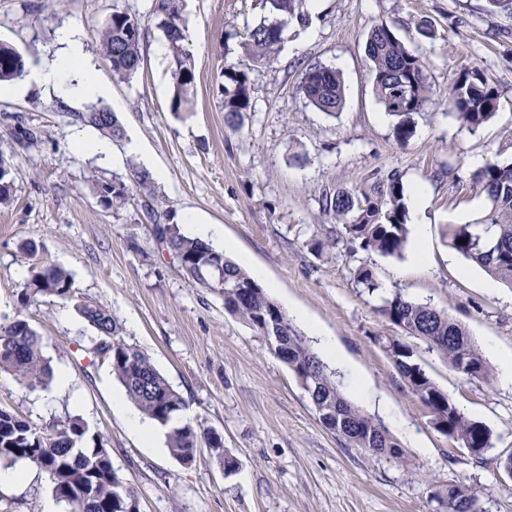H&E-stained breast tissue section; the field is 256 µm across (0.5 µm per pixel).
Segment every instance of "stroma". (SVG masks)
Wrapping results in <instances>:
<instances>
[{
	"label": "stroma",
	"instance_id": "35a3bbf8",
	"mask_svg": "<svg viewBox=\"0 0 512 512\" xmlns=\"http://www.w3.org/2000/svg\"><path fill=\"white\" fill-rule=\"evenodd\" d=\"M181 10L195 83L190 109L179 116L170 110L174 61L152 0H0V43L14 46L28 70L57 67L62 29L79 30L84 50L82 66L61 74L60 89L33 85L14 95L0 83V160L11 186L10 204L0 207V325L24 314L54 372L69 377L61 391L53 381L31 388L0 371V409L38 429L80 418L110 451L140 512H442L449 485L460 482L475 488L481 512H512V478L502 467L512 454V383L496 373L487 381L459 374L411 342L436 385L490 428L492 446L477 458L434 427L378 342L400 333L379 310L398 291L460 321L488 365L497 352L512 351V287L492 283L445 236L449 225L485 216L477 172L512 163V15L491 11L487 0H316L308 25L288 27L274 59L255 64L245 34L266 15L263 0H181ZM116 11L140 17L144 27L141 67L125 80L113 75L99 45ZM424 20L430 33L421 31ZM381 22L423 58L432 87L404 142L375 96L365 56L366 36ZM314 63L342 73L346 97L337 115L299 91ZM474 65L500 99L492 120L470 130L456 118L448 87ZM229 67L247 71L251 91L252 110L236 130L224 123L218 91ZM87 78L107 84L109 99L87 95ZM110 100L140 145L132 153L125 140L114 143L124 157L119 166L76 145L99 134L75 113ZM145 156L165 172L150 201L184 235L194 223L210 225L213 246L232 241L245 271L287 316L305 313L298 329L313 346L325 339L335 346L345 397L399 443L406 465L351 447L322 426L294 374L225 309L223 290L194 287L158 244L142 192L120 207L101 202L97 182L127 180L129 164ZM394 171L404 185L408 242L399 257L366 255L382 285L371 295L357 283L345 243L317 252L309 242L342 223L324 211L323 193H369ZM41 265L69 272L73 300L22 304ZM80 301L111 312L120 338L144 351L182 398L181 421L222 436L235 472L225 473L205 446L195 462L180 463L162 428L155 447L142 443L115 404L123 388L108 360L92 352L97 336L78 313ZM53 498L47 474L32 466L24 481L0 485V512H44Z\"/></svg>",
	"mask_w": 512,
	"mask_h": 512
}]
</instances>
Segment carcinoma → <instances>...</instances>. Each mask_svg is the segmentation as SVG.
I'll use <instances>...</instances> for the list:
<instances>
[{
	"label": "carcinoma",
	"mask_w": 512,
	"mask_h": 512,
	"mask_svg": "<svg viewBox=\"0 0 512 512\" xmlns=\"http://www.w3.org/2000/svg\"><path fill=\"white\" fill-rule=\"evenodd\" d=\"M307 0H270L269 16L247 28V49L256 63L266 61L283 41L287 26L309 20ZM153 13L160 19L172 52L173 92L170 108L185 112L191 103L195 81L190 61L184 56L187 20L179 0H155ZM143 25L127 12H114L100 32L99 42L112 71L121 79L134 75L141 65ZM365 54L376 97L388 115L399 118L398 140L409 136L408 115L419 112L429 100L431 85L425 62L411 50L392 27L381 23L368 32ZM26 73V61L15 48L0 44V82L17 80ZM233 90L224 97V123L238 128L242 115L250 111L248 74L229 68L222 74ZM299 91L318 110L338 113L344 100V82L339 69L313 64L305 70ZM500 93L478 66L461 71L448 89V99L456 118L470 129L492 119ZM87 126L114 141L124 130L114 112L94 108L78 115ZM489 202L484 219L478 224L448 227L449 246L462 257L477 264L491 276L512 286V164L488 163L478 173ZM150 173L133 164L130 182L114 180L97 184L103 201L110 207L125 203L133 188L151 190ZM324 210L342 216V235L350 245L349 257L358 251L399 257L408 240L407 208L402 176L392 172L376 183L374 195L357 196L347 190L325 194ZM148 220L155 224L156 238L178 257L188 277L205 288L224 287V306L260 335L281 336L282 345L273 353L293 372L310 396L322 425L356 448H371L379 455L404 461L399 444L370 416L352 405L343 395L336 372L322 361L310 340L271 300L254 279L238 267L224 252L210 243L180 232L178 224L160 223L161 214L152 205L145 207ZM357 283L369 293L381 289L373 270L360 261ZM70 274L57 266L41 267L31 280V292L22 293V302L37 295L72 299ZM82 318L98 337L111 342L108 361L125 394L142 414L168 428L171 455L189 463L194 460L199 438L221 459L227 471H233L235 457L224 449L222 437L209 431L203 435L190 424H174L183 407L180 395L157 371L141 350L118 337L112 315L97 304L77 305ZM380 312L408 336L415 337L437 352L453 370L470 377L490 380V370L466 329L448 313L428 303H419L399 292L383 300ZM399 373L412 394L430 409L436 429L472 448L492 447V432L485 424L462 413L414 360V351L400 336L382 340ZM0 371L14 375L28 386L45 385L52 377L48 361L42 355L41 337L27 319L17 316L0 326ZM87 426L75 417L37 429L7 410H0V466L14 467L31 463L45 472L53 492L66 512H139L133 489L127 487L112 466V455L94 445ZM457 494L448 502L446 512H470L477 496L464 483L454 484Z\"/></svg>",
	"instance_id": "obj_1"
}]
</instances>
